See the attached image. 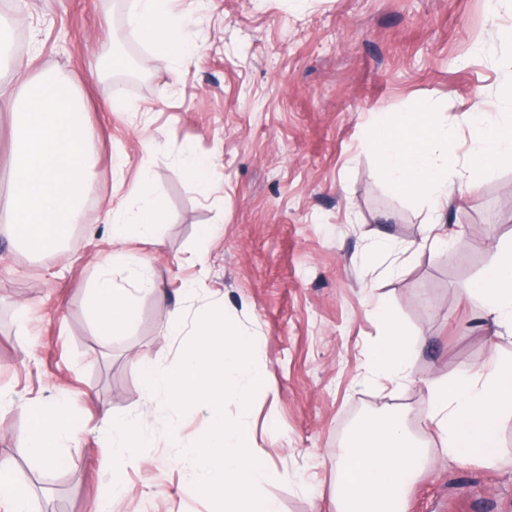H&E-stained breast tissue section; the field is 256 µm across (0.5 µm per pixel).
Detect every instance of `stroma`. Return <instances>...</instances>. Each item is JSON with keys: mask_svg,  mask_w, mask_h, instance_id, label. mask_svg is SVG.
I'll return each instance as SVG.
<instances>
[{"mask_svg": "<svg viewBox=\"0 0 512 512\" xmlns=\"http://www.w3.org/2000/svg\"><path fill=\"white\" fill-rule=\"evenodd\" d=\"M0 30L23 34L30 75L63 77L84 97L98 161L85 222L64 249L34 256L0 233V457L32 512H213L187 493L195 465L170 436L194 440L204 410L156 411L143 389L144 361L177 363L164 335L173 308L194 319L225 305L259 343L266 382L251 401V441L270 469L279 512H336L332 466L356 422L399 418L433 456L410 484L408 512H512V419L500 426V461L443 457L424 417L426 383L474 374L490 354L512 359V338L490 343L478 297L463 293L512 241V164L455 197L446 228L456 242L425 243L426 202L395 190L366 146L377 112L432 103L468 146L475 96L502 107L512 44L491 40L488 0H181L196 51L152 55L129 26L134 0H20ZM119 90L128 110L114 112ZM193 147L214 163L215 191L199 195L181 166ZM149 173L163 215L160 241L117 243L109 204ZM218 229L197 248L201 225ZM115 252L148 261L165 295H140L134 321L96 335L85 286ZM201 281L189 298L183 290ZM378 300L427 344L396 392L366 380L367 355L384 330L368 314ZM66 404L77 438L62 454L64 490L25 479L27 405ZM148 417L153 445L128 466L114 495L102 408Z\"/></svg>", "mask_w": 512, "mask_h": 512, "instance_id": "1", "label": "stroma"}]
</instances>
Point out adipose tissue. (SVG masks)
<instances>
[{
  "label": "adipose tissue",
  "mask_w": 512,
  "mask_h": 512,
  "mask_svg": "<svg viewBox=\"0 0 512 512\" xmlns=\"http://www.w3.org/2000/svg\"><path fill=\"white\" fill-rule=\"evenodd\" d=\"M173 0H136L130 26L149 44L153 54L179 59L191 50L184 19ZM30 60L16 69L21 98L0 92V112L15 115L12 134V186L0 198V228L30 253L59 251L84 220V203L95 164L93 133L86 107L76 91L56 76L29 77ZM471 147L458 156L453 138L431 106L414 112L376 113L367 146L383 178L397 190L423 196L431 219L426 238L440 239L444 210L456 194L477 188V175L491 173L512 161V113L475 109L469 115ZM136 204L111 212L112 238L153 241L162 213L148 176L132 190ZM116 259L102 257L89 283V307L102 336L121 332L134 319L135 300L156 293L159 286L146 260L124 259L125 283L117 285L111 271ZM484 303L495 335H512V243L501 245L496 258L472 288ZM376 316L385 323L381 344L369 354L373 378L398 387L409 375L411 359L422 347L383 306ZM430 411L440 452L454 461L477 459L496 465L498 428L512 417V361L493 360L482 372L453 378L438 376L429 386ZM112 426V470L121 472L149 447L146 429L103 409ZM74 423L62 404L35 403L28 409L26 445L45 467L61 462L63 442L72 440ZM430 462L428 453L395 422L367 417L344 456L335 462L336 481L330 495L336 512H406L409 483Z\"/></svg>",
  "instance_id": "obj_1"
}]
</instances>
